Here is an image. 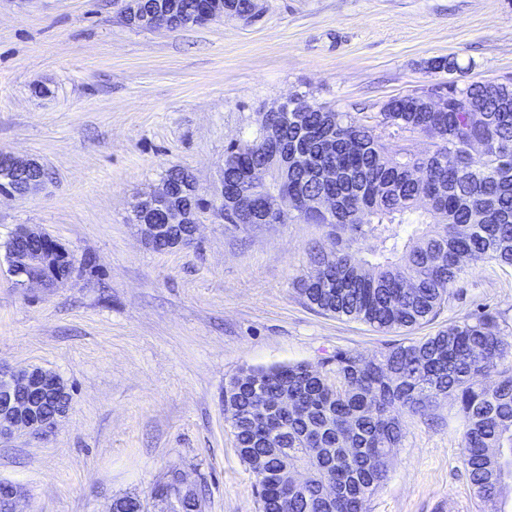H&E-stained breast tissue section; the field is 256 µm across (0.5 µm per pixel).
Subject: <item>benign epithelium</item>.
Segmentation results:
<instances>
[{"label": "benign epithelium", "mask_w": 512, "mask_h": 512, "mask_svg": "<svg viewBox=\"0 0 512 512\" xmlns=\"http://www.w3.org/2000/svg\"><path fill=\"white\" fill-rule=\"evenodd\" d=\"M42 165L34 159L7 155L0 159V183H10L18 178L31 175ZM176 190L167 181L161 182L152 195L138 200L132 209V215L141 217L154 210L167 213L164 224L145 222L139 225V231L146 243L161 240L170 224L189 225V238L195 239L199 230L198 213L192 199L176 209L169 202ZM21 244L6 250L8 270L21 288H54L58 283L46 273L48 258L38 246L39 241L48 239V235L40 230L22 227L16 232ZM68 394L65 382L56 374L39 367L12 368L0 365V438L9 437L17 432L45 436L51 432L58 422L65 417L63 413L46 416L38 412L32 404L35 399L50 401L61 395ZM315 480L313 472L306 467H298L290 471L286 485L294 491ZM0 486L6 491V512H17L16 504L21 497L20 486L4 481Z\"/></svg>", "instance_id": "7a95c632"}]
</instances>
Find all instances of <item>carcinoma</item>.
Segmentation results:
<instances>
[{"instance_id": "obj_1", "label": "carcinoma", "mask_w": 512, "mask_h": 512, "mask_svg": "<svg viewBox=\"0 0 512 512\" xmlns=\"http://www.w3.org/2000/svg\"><path fill=\"white\" fill-rule=\"evenodd\" d=\"M254 9V0H171L167 21L180 28L225 14L248 19ZM449 90L473 111L432 112L419 95H404L383 106L374 126L298 94L281 111L262 113L250 138L225 149L224 183L259 198L263 221L237 212L227 196L224 223L326 228L335 247H312L313 270L298 283L299 294L324 314L385 330L432 320L450 288L469 275V260L512 269V82ZM379 127L399 138L420 134L433 150L391 155ZM321 167L334 169L335 180L318 181ZM321 193L335 198L329 212L306 205ZM360 240L372 241V259L361 255ZM53 262L65 282L73 260L58 254ZM496 323L491 314L466 317L373 361L340 351L328 372L309 364L260 370L256 391L231 378L224 412L254 475L261 512H366L385 478L375 459L402 444V415H425L441 398L451 400L461 422L476 498L489 512H502L512 494V344L493 331ZM489 375L497 377L494 386L479 383ZM285 393L296 407L288 417L274 409ZM295 465L332 482L336 498L321 502L317 484L287 491L284 477ZM161 489L180 496L185 512H202V491H182L178 473Z\"/></svg>"}]
</instances>
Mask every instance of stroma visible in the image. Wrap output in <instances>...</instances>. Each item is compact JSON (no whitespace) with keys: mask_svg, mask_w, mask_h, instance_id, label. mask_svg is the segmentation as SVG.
Returning a JSON list of instances; mask_svg holds the SVG:
<instances>
[{"mask_svg":"<svg viewBox=\"0 0 512 512\" xmlns=\"http://www.w3.org/2000/svg\"><path fill=\"white\" fill-rule=\"evenodd\" d=\"M234 15L151 32L115 0H0V154L36 159L42 188L0 196V365L60 376L72 396L50 434L0 440V480L21 512H109L149 501L171 472L206 490L204 512H260L224 416L248 369L332 368L376 357L488 310L512 344V270L472 263L437 317L381 331L312 310L296 283L326 228L259 231L200 216L198 239L159 252L130 221L173 165L212 198L224 148L289 96L376 117L425 88L512 79V0H256ZM454 56L453 73L432 69ZM41 228L74 258L71 280L23 289L4 245ZM448 402L404 415V439L367 512H481Z\"/></svg>","mask_w":512,"mask_h":512,"instance_id":"obj_1","label":"stroma"}]
</instances>
